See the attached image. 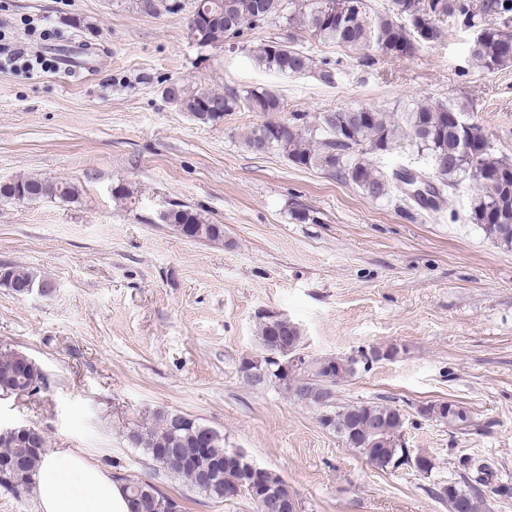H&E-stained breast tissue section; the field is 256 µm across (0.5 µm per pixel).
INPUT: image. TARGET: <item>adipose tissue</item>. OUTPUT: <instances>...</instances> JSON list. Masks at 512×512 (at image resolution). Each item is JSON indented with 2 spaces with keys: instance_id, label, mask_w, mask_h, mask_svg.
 <instances>
[{
  "instance_id": "adipose-tissue-1",
  "label": "adipose tissue",
  "mask_w": 512,
  "mask_h": 512,
  "mask_svg": "<svg viewBox=\"0 0 512 512\" xmlns=\"http://www.w3.org/2000/svg\"><path fill=\"white\" fill-rule=\"evenodd\" d=\"M35 491L41 512H129L123 486L75 451L46 454Z\"/></svg>"
}]
</instances>
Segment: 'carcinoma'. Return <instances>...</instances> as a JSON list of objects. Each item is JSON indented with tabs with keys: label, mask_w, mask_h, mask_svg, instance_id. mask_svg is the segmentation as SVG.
<instances>
[{
	"label": "carcinoma",
	"mask_w": 512,
	"mask_h": 512,
	"mask_svg": "<svg viewBox=\"0 0 512 512\" xmlns=\"http://www.w3.org/2000/svg\"><path fill=\"white\" fill-rule=\"evenodd\" d=\"M386 7L370 11L368 0H196L190 23L191 36L202 47H218L238 39L286 11L299 27L311 35L340 46L366 51L360 62L375 63V55L402 58L414 53L417 44L442 39L446 24L452 22L473 31L469 54L473 62L488 73L512 65V0H385ZM298 38L288 33L254 50L258 66L292 76H315L331 84L339 61L315 60L297 47ZM168 94L196 122L207 125L224 115L245 107L263 115L282 112L283 99L273 90L257 88L244 93H219L210 88H187L179 83L168 86ZM470 111L466 103L421 101L406 112L394 115L371 107H357L324 112L308 122L305 116L290 120L265 121L253 127L243 138L252 153H260L259 143L268 141L267 151L281 152L300 168L326 170L355 185L366 196L380 200L397 194L405 205L439 209L440 204L469 190L468 221L483 233L512 246V162L495 155L483 128L464 119ZM406 139L409 146L425 160L426 167L417 180L407 168L388 173L367 159L392 150L396 139ZM75 188L66 181L38 177L16 178L0 183V199L35 201L68 199ZM173 227L202 226L207 241H224V225L209 224L195 209L173 204L163 215ZM0 285L25 295L41 290L49 282L30 270L8 267L7 280ZM20 351L0 352V380L13 395L32 394L40 389L35 381H44L41 372L29 374L17 368ZM359 361L350 357L325 356L307 360V376L282 386L293 398L321 411L320 423L328 426L375 467H398L409 462V452L402 445L405 417L391 404L361 403L335 405L336 383L357 372ZM443 403H431L421 410L429 418L448 423L458 430L469 427L467 411L454 405L456 412L443 413ZM175 411L159 410L152 417L134 423L126 430L132 448H142L154 465L187 482L188 486L212 500L224 499V492L243 485V463L232 457L224 444V435L197 420L188 425H174ZM208 435L207 447L199 452L195 466L173 465L164 455L167 448L194 451L198 435ZM46 447L34 451L18 437L0 435V461L21 460L23 471L15 475L17 488L12 493H28L35 485V475ZM464 487L450 484L439 496L448 501V512H479L483 489L500 496L512 495V487L496 483L492 461L466 456L459 460ZM128 499L136 498L140 512H170L169 496L154 484L143 480L139 487L125 485Z\"/></svg>",
	"instance_id": "obj_1"
}]
</instances>
